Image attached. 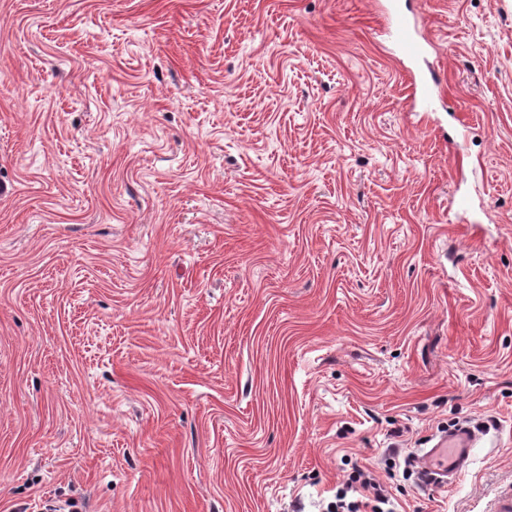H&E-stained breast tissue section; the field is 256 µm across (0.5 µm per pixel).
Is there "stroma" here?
Instances as JSON below:
<instances>
[{
  "label": "stroma",
  "mask_w": 512,
  "mask_h": 512,
  "mask_svg": "<svg viewBox=\"0 0 512 512\" xmlns=\"http://www.w3.org/2000/svg\"><path fill=\"white\" fill-rule=\"evenodd\" d=\"M400 2L0 0V512L512 496V0ZM384 35L405 58L416 59L424 52V47L418 41L410 20L395 7L386 12ZM440 81V74L436 71H432L429 76L414 83V96L418 98L422 107L429 109L435 105L434 89L438 86ZM477 440V432L469 426L443 432L421 458L420 483L436 485L459 475L467 466ZM391 506L385 487L358 467L336 490L327 512H394Z\"/></svg>",
  "instance_id": "obj_1"
}]
</instances>
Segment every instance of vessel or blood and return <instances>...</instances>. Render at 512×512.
Returning <instances> with one entry per match:
<instances>
[{"instance_id":"obj_1","label":"vessel or blood","mask_w":512,"mask_h":512,"mask_svg":"<svg viewBox=\"0 0 512 512\" xmlns=\"http://www.w3.org/2000/svg\"><path fill=\"white\" fill-rule=\"evenodd\" d=\"M384 34L405 58L415 59L424 52L410 20L399 9L387 11ZM440 81V74L433 71L415 83L414 96L422 107L434 106V89ZM477 440V432L468 426L461 425L442 433L421 458V484L436 485L459 475L467 466Z\"/></svg>"}]
</instances>
